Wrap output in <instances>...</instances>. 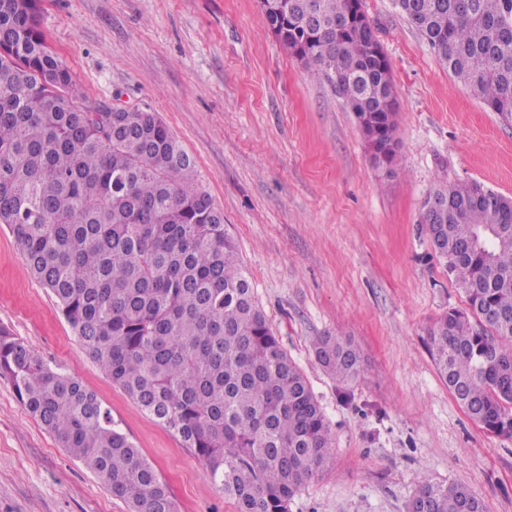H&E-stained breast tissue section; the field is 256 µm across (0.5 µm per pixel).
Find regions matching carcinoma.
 I'll return each instance as SVG.
<instances>
[{
	"label": "carcinoma",
	"mask_w": 512,
	"mask_h": 512,
	"mask_svg": "<svg viewBox=\"0 0 512 512\" xmlns=\"http://www.w3.org/2000/svg\"><path fill=\"white\" fill-rule=\"evenodd\" d=\"M39 0H0V224L50 290L85 352L147 415L204 462L237 512H289L327 465L333 439L308 381L258 305L224 214L194 159L154 112L90 109L47 43ZM266 13L283 46L350 111L380 116L397 145L388 61L373 28L336 31L349 0H284ZM437 59L512 119V0H397ZM421 224L467 307L426 331L440 378L468 416L512 438V199L478 181L440 183ZM318 363L344 384L363 364L324 335ZM0 378L71 456L130 512H177L169 489L75 375L0 327ZM486 512L458 482L418 477L407 503Z\"/></svg>",
	"instance_id": "obj_1"
}]
</instances>
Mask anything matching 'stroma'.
Here are the masks:
<instances>
[{"mask_svg":"<svg viewBox=\"0 0 512 512\" xmlns=\"http://www.w3.org/2000/svg\"><path fill=\"white\" fill-rule=\"evenodd\" d=\"M388 59L392 169L374 165L352 112L282 47L258 0H41L40 23L88 106L148 110L196 161L256 299L310 384L333 455L290 512H406L418 475L461 482L512 512V438L476 425L424 339L466 298L421 230L442 182L512 197V121L439 62L393 0H363ZM77 375L152 464L177 512H236L201 460L84 352L55 296L0 224V326ZM331 334L359 349L344 385L317 362ZM0 512H129L60 447L0 379Z\"/></svg>","mask_w":512,"mask_h":512,"instance_id":"1","label":"stroma"}]
</instances>
